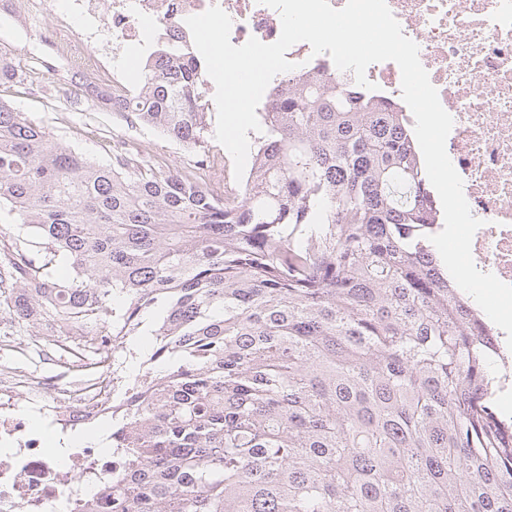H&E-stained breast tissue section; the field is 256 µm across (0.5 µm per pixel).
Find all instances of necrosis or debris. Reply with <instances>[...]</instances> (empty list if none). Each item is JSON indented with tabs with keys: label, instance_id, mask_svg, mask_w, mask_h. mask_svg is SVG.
I'll list each match as a JSON object with an SVG mask.
<instances>
[{
	"label": "necrosis or debris",
	"instance_id": "obj_1",
	"mask_svg": "<svg viewBox=\"0 0 512 512\" xmlns=\"http://www.w3.org/2000/svg\"><path fill=\"white\" fill-rule=\"evenodd\" d=\"M454 124L448 155L463 180L473 216L483 225L472 240L477 268L512 284V0H387ZM219 6L231 18L230 40L275 42L277 10L261 0H67L77 33L45 31L39 45L77 69L89 95L120 101L133 91L118 64L120 50L143 47L142 25L173 45L190 40L189 16ZM124 385L104 362L84 387L0 379V512H109L97 495L119 469L90 443L59 457L20 414L19 387L48 428L91 431L108 415Z\"/></svg>",
	"mask_w": 512,
	"mask_h": 512
}]
</instances>
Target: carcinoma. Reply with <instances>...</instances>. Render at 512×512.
Here are the masks:
<instances>
[{
  "mask_svg": "<svg viewBox=\"0 0 512 512\" xmlns=\"http://www.w3.org/2000/svg\"><path fill=\"white\" fill-rule=\"evenodd\" d=\"M153 45L115 108L203 156L202 64ZM23 81L0 58V86ZM243 189L61 147L0 100V314L62 356L117 350L157 313L112 410V512H512L498 344L428 237L409 118L319 68L274 84ZM67 261L71 275L61 278Z\"/></svg>",
  "mask_w": 512,
  "mask_h": 512,
  "instance_id": "carcinoma-1",
  "label": "carcinoma"
}]
</instances>
